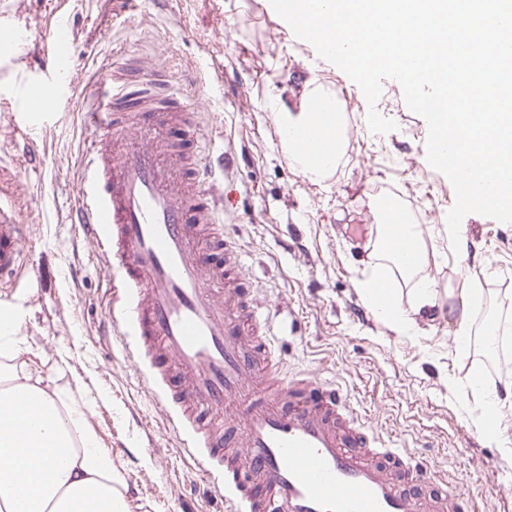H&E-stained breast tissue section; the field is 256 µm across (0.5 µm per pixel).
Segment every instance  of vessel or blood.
<instances>
[{"instance_id":"1","label":"vessel or blood","mask_w":512,"mask_h":512,"mask_svg":"<svg viewBox=\"0 0 512 512\" xmlns=\"http://www.w3.org/2000/svg\"><path fill=\"white\" fill-rule=\"evenodd\" d=\"M71 31L59 25L45 67L67 68ZM84 113L98 135L83 153L70 212L97 250L112 288L108 322L153 391L180 452L204 461V479L234 512H461L435 468L366 431L334 383L285 374L270 328L239 283L238 257L218 227L224 190L211 182L199 101L165 71L149 81L90 79ZM308 162L328 149L315 129L292 132ZM403 212L385 218L381 243L407 266ZM24 227L0 205V275L24 265ZM418 474L434 497L400 485Z\"/></svg>"}]
</instances>
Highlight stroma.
I'll list each match as a JSON object with an SVG mask.
<instances>
[{"mask_svg": "<svg viewBox=\"0 0 512 512\" xmlns=\"http://www.w3.org/2000/svg\"><path fill=\"white\" fill-rule=\"evenodd\" d=\"M73 38L69 67L47 91L37 120L20 95L47 78L40 64L57 22ZM20 39L0 45V199L26 229L29 272L0 287L21 309L23 357L69 386L90 407V426L127 487L131 512H184L202 467L176 451L152 394L102 326L109 281L94 245L69 222L88 138L82 110L90 76L116 60L155 58L202 95L196 123L214 153L231 156L224 233L252 293L269 309L274 346L288 373L331 381L393 447L435 466L468 499L469 512H512V223L467 215L466 260L451 249L449 180L429 168L428 126L400 84L382 82L375 104L313 45L287 34L267 0H0V26ZM339 98L347 130L343 158L319 184L283 151L274 105L298 110L312 89ZM394 122L371 131L369 110ZM399 204L420 224L429 258L422 273L437 308L400 331L367 308L356 283L379 263L375 206ZM470 289L471 348L460 354L458 315L447 292ZM510 328L487 356L490 321ZM496 390L499 437L474 426L481 392Z\"/></svg>", "mask_w": 512, "mask_h": 512, "instance_id": "stroma-1", "label": "stroma"}]
</instances>
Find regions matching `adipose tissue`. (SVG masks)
Returning a JSON list of instances; mask_svg holds the SVG:
<instances>
[{
  "instance_id": "ef3b65f1",
  "label": "adipose tissue",
  "mask_w": 512,
  "mask_h": 512,
  "mask_svg": "<svg viewBox=\"0 0 512 512\" xmlns=\"http://www.w3.org/2000/svg\"><path fill=\"white\" fill-rule=\"evenodd\" d=\"M276 119L285 130L320 126L333 160L342 158L340 114L323 121L306 103L295 112L278 108ZM398 276L416 280L412 310L402 309L392 287ZM357 287L373 314L402 328L410 325V312L435 308L438 300L435 281L416 277L390 251ZM8 321L9 334L0 342V512H94L98 506L130 512L125 483L91 430L89 410L74 407L68 387L20 359L25 316L14 311Z\"/></svg>"
}]
</instances>
